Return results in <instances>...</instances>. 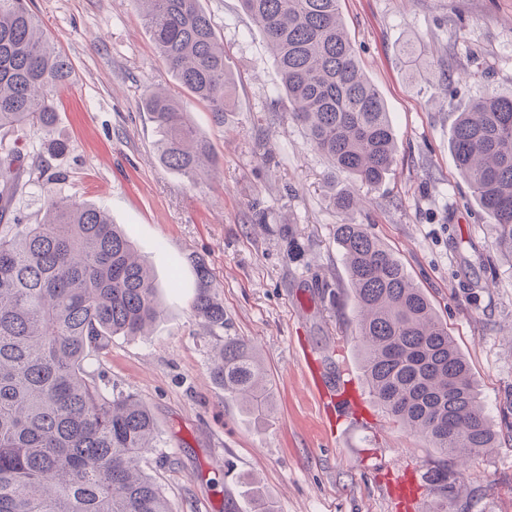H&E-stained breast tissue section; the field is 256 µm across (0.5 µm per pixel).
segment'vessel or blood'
Masks as SVG:
<instances>
[{"label":"vessel or blood","instance_id":"vessel-or-blood-1","mask_svg":"<svg viewBox=\"0 0 512 512\" xmlns=\"http://www.w3.org/2000/svg\"><path fill=\"white\" fill-rule=\"evenodd\" d=\"M304 372L325 428L334 429L337 419L358 416L361 399L358 392L352 390L348 379L330 378L321 369L309 365L305 366Z\"/></svg>","mask_w":512,"mask_h":512}]
</instances>
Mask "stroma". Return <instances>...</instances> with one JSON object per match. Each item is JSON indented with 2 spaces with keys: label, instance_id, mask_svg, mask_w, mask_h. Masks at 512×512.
Segmentation results:
<instances>
[{
  "label": "stroma",
  "instance_id": "obj_1",
  "mask_svg": "<svg viewBox=\"0 0 512 512\" xmlns=\"http://www.w3.org/2000/svg\"><path fill=\"white\" fill-rule=\"evenodd\" d=\"M236 83L234 110L215 123L190 101L217 165L192 181L164 167L143 107L146 89L186 93L159 56L135 0H31L73 79L57 88L54 179L27 188L15 207L41 221L47 194L105 208L151 264L163 307L142 336L113 337L92 368L113 393L150 408L160 438L147 470L173 512H253L259 486L277 512H432L423 478L437 454L363 393L357 421L325 431L298 347L329 375L363 382L357 308L340 224H362L401 259L429 296L471 366L497 448L456 459L451 512H512V262L471 197L449 148L455 114L471 100L512 91V0H342L359 65L378 88L397 139L380 187L333 174L289 116L274 56L238 0H200ZM415 44V61L403 53ZM353 186L362 209L331 196ZM290 225L284 237L282 225ZM203 258L224 303L227 333L250 342L273 401L253 422L208 376L221 342L190 311ZM418 481L398 508L395 482Z\"/></svg>",
  "mask_w": 512,
  "mask_h": 512
}]
</instances>
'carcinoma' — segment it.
I'll return each instance as SVG.
<instances>
[{
    "label": "carcinoma",
    "mask_w": 512,
    "mask_h": 512,
    "mask_svg": "<svg viewBox=\"0 0 512 512\" xmlns=\"http://www.w3.org/2000/svg\"><path fill=\"white\" fill-rule=\"evenodd\" d=\"M154 45L180 86L225 123L234 82L224 45L199 0H136ZM265 35L290 116L332 167L380 186L395 157L384 100L359 67L341 20V0H239ZM71 66L51 43L29 0H0V512H172L143 467L155 447L149 407L115 395L88 371L114 336H142L163 313L150 268L131 233L90 203L47 198L44 218L11 212L16 195L47 171L28 162L10 134L49 135L53 91ZM165 167L195 181L216 165L210 140L187 104L162 89L144 99ZM450 148L475 201L512 261V93L474 100L458 112ZM350 212L349 188L332 196ZM336 239L361 313L358 342L369 392L383 412L422 437L442 460L426 474L434 512H449L448 458L497 447L469 364L403 262L362 224H339ZM192 315L215 335L224 303L205 263L191 258ZM210 377L248 413L270 410L252 347L224 337Z\"/></svg>",
    "instance_id": "carcinoma-1"
}]
</instances>
